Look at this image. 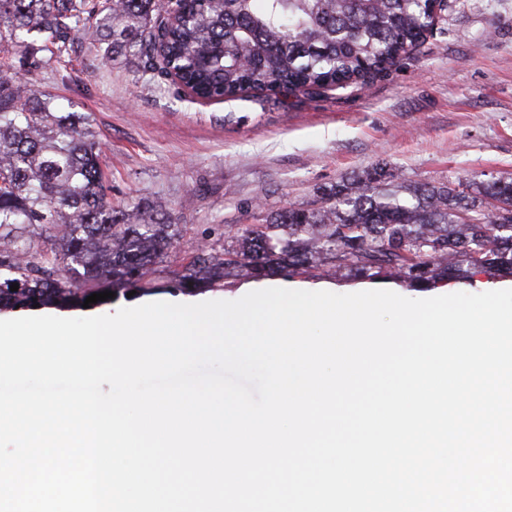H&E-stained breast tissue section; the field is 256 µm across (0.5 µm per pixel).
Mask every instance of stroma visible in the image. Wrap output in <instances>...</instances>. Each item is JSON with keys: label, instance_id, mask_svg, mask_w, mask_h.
Listing matches in <instances>:
<instances>
[{"label": "stroma", "instance_id": "obj_1", "mask_svg": "<svg viewBox=\"0 0 512 512\" xmlns=\"http://www.w3.org/2000/svg\"><path fill=\"white\" fill-rule=\"evenodd\" d=\"M20 75L89 117L113 203L156 206L182 228L152 274L161 301L188 254L223 246L225 226L318 207L323 190L377 167L402 185L512 179V0H452L397 65L313 95L204 102L103 62L81 37L68 70Z\"/></svg>", "mask_w": 512, "mask_h": 512}]
</instances>
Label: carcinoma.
I'll return each mask as SVG.
<instances>
[{
	"mask_svg": "<svg viewBox=\"0 0 512 512\" xmlns=\"http://www.w3.org/2000/svg\"><path fill=\"white\" fill-rule=\"evenodd\" d=\"M439 16L426 0H0V308L81 306L157 290L152 267L181 237L166 214L116 206L88 117L19 77L14 47L39 42L40 65L72 62L90 38L109 64L134 62L202 101L248 90L317 94L395 65ZM414 201L380 179L343 182L317 208L293 205L264 224L224 228V248L201 249L174 293L246 280L292 278L316 266L371 282L429 290L475 273L512 276V181L472 199L452 183L414 187ZM501 204L489 216V200ZM64 228L60 244L31 228ZM19 289L10 290L12 284Z\"/></svg>",
	"mask_w": 512,
	"mask_h": 512,
	"instance_id": "cac0c4a2",
	"label": "carcinoma"
}]
</instances>
